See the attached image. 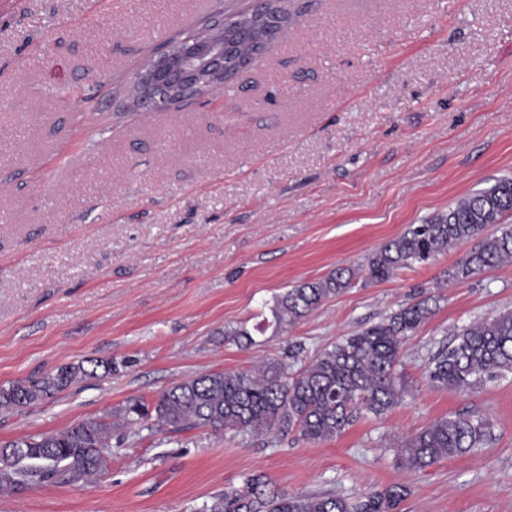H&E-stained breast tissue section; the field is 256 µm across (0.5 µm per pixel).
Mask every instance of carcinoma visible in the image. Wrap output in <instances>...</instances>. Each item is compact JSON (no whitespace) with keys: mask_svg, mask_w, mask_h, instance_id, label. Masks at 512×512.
<instances>
[{"mask_svg":"<svg viewBox=\"0 0 512 512\" xmlns=\"http://www.w3.org/2000/svg\"><path fill=\"white\" fill-rule=\"evenodd\" d=\"M512 213V179L469 194L448 211L423 224H412L377 248L367 259V279L385 281L395 272L427 263L462 244L470 251L448 270V279L465 281L484 268L512 264V226L488 236L486 229ZM355 272L338 268L326 278L299 282L275 299L272 319L253 329L224 330L235 342L255 343L253 333H279L314 310L324 299L348 288ZM433 314L429 299L399 308L378 323L351 334L320 353L299 373L288 376L278 362H262L241 371H215L186 379L153 401L132 398L117 415L87 418L55 433L0 442V494L13 495L53 481L75 483L105 471L112 457V429H231L244 435H270L295 428L310 441L341 435L355 413L381 416L398 405L405 388L397 382L404 339ZM128 361L70 363L35 379L0 386V411H17L56 397L87 379L117 373ZM512 375V310L478 319L455 334L433 355L428 379L434 386L469 391L487 381ZM482 416L448 415L398 440V462L424 470L468 453L487 437ZM408 489L391 484L358 498L290 495L261 474L213 498L205 512H398Z\"/></svg>","mask_w":512,"mask_h":512,"instance_id":"cac0c4a2","label":"carcinoma"}]
</instances>
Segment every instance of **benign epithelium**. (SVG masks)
<instances>
[{"mask_svg":"<svg viewBox=\"0 0 512 512\" xmlns=\"http://www.w3.org/2000/svg\"><path fill=\"white\" fill-rule=\"evenodd\" d=\"M272 0H254L248 20L233 13L217 24H205L192 32L190 38L180 39L173 47L153 56L137 73L133 82L136 91L131 109L149 113L173 105L178 96L191 99L214 94L231 77L247 67L266 49L270 34H281ZM242 26L240 35L254 39L256 50L246 58H237L236 67L224 64V50L231 48L224 42V27Z\"/></svg>","mask_w":512,"mask_h":512,"instance_id":"benign-epithelium-1","label":"benign epithelium"}]
</instances>
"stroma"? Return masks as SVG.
<instances>
[{
  "label": "stroma",
  "instance_id": "stroma-1",
  "mask_svg": "<svg viewBox=\"0 0 512 512\" xmlns=\"http://www.w3.org/2000/svg\"><path fill=\"white\" fill-rule=\"evenodd\" d=\"M252 0H0V385L85 359L120 373L0 414V441L57 432L173 383L275 360L295 373L344 336L429 298L403 343L402 402L338 437L209 427L126 430L90 482L0 496V512H201L245 476L296 495L391 484L399 512H512V375L431 385L440 341L512 308V265L462 282L459 246L389 280L356 277L292 329L248 346L300 281L358 269L383 243L512 177V0H286L291 22L222 92L126 111L166 39ZM485 444L422 471L396 439L448 415Z\"/></svg>",
  "mask_w": 512,
  "mask_h": 512
}]
</instances>
